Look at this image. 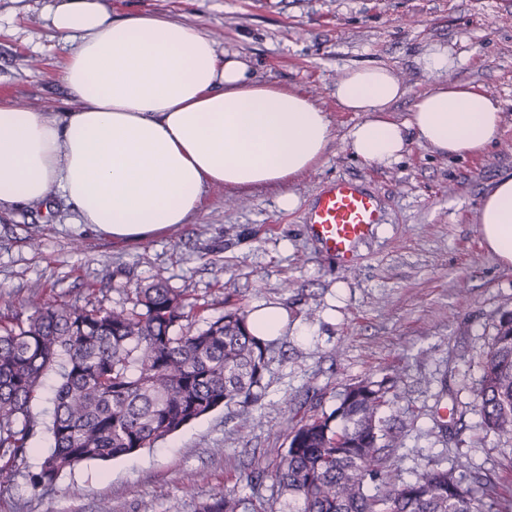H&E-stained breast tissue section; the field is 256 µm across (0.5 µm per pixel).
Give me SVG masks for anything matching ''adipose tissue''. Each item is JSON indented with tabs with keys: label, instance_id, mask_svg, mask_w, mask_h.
<instances>
[{
	"label": "adipose tissue",
	"instance_id": "obj_1",
	"mask_svg": "<svg viewBox=\"0 0 512 512\" xmlns=\"http://www.w3.org/2000/svg\"><path fill=\"white\" fill-rule=\"evenodd\" d=\"M48 18L71 46L59 76L75 105L43 112L0 97V209L59 195L76 223L127 242L190 223L217 186L273 185L282 208L299 206L293 179L333 141L311 98L260 79L240 53L166 15L116 19L107 0H54ZM424 66L435 85L402 120L392 108L406 88L387 67L337 79V104L362 115L348 146L365 165H391L415 145L479 157L498 139L497 100L451 81L447 50L433 48ZM475 222L487 249L512 265V177L485 195Z\"/></svg>",
	"mask_w": 512,
	"mask_h": 512
}]
</instances>
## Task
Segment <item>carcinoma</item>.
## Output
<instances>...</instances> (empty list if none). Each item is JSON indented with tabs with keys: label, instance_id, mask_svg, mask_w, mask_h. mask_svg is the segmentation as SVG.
Masks as SVG:
<instances>
[{
	"label": "carcinoma",
	"instance_id": "obj_1",
	"mask_svg": "<svg viewBox=\"0 0 512 512\" xmlns=\"http://www.w3.org/2000/svg\"><path fill=\"white\" fill-rule=\"evenodd\" d=\"M134 295L131 307L112 310L34 300L26 317L0 320L1 486L43 430L53 448L29 479L48 492L81 462L131 454L221 405L258 398L267 348L244 309L195 326L184 292L157 281ZM55 366L61 382L46 423L32 401ZM396 388L395 377L348 385L333 411L290 428L271 498L220 491L198 512H278L290 498L302 502L297 512H502L493 475L389 474L402 446L396 418L384 415ZM475 407L486 431L512 439V311L496 324Z\"/></svg>",
	"mask_w": 512,
	"mask_h": 512
}]
</instances>
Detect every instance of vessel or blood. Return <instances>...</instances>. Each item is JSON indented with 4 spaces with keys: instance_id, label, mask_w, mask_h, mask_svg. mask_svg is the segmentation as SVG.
Instances as JSON below:
<instances>
[{
    "instance_id": "vessel-or-blood-1",
    "label": "vessel or blood",
    "mask_w": 512,
    "mask_h": 512,
    "mask_svg": "<svg viewBox=\"0 0 512 512\" xmlns=\"http://www.w3.org/2000/svg\"><path fill=\"white\" fill-rule=\"evenodd\" d=\"M382 215L374 192L350 180L325 186L307 217L310 236L325 255L344 266H352L356 247L381 223Z\"/></svg>"
}]
</instances>
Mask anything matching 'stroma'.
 Returning a JSON list of instances; mask_svg holds the SVG:
<instances>
[{"mask_svg": "<svg viewBox=\"0 0 512 512\" xmlns=\"http://www.w3.org/2000/svg\"><path fill=\"white\" fill-rule=\"evenodd\" d=\"M116 16L165 14L202 27L220 48L248 58L262 78L302 92L328 112L335 138L320 166L291 185L300 205L279 207L276 189L215 188L204 212L152 239L117 243L73 223L70 206L16 207L0 214V316L26 312L32 295L105 309L130 306L154 281L185 292L200 325L223 316L225 299L245 311L279 305L289 329L271 341L257 402L221 407L134 454L80 463L54 492L28 474L49 452L37 435L14 480L0 487V512H198L224 489L270 497L242 481L273 468L288 431L331 412L345 385L393 376L392 411L409 415L390 471L409 480L464 466L506 476L512 442L486 432L474 406L495 326L512 310V266L482 242L484 195L512 177V0H110ZM48 0H0V95L59 112L71 105L58 80L69 48L54 37ZM447 48L453 81L494 96L503 112L496 144L477 158L412 146L397 163L368 166L348 150L359 113L331 92L348 67L383 65L407 96V116L433 78L421 57ZM354 180L373 190L384 221L352 267L323 254L307 233L323 186ZM250 425L238 430L240 417Z\"/></svg>", "mask_w": 512, "mask_h": 512, "instance_id": "stroma-1", "label": "stroma"}]
</instances>
